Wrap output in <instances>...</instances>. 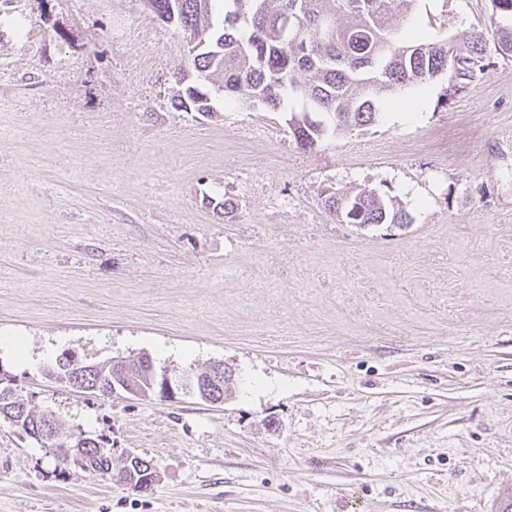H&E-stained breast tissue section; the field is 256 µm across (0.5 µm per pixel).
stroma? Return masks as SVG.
I'll return each mask as SVG.
<instances>
[{
  "instance_id": "1",
  "label": "stroma",
  "mask_w": 512,
  "mask_h": 512,
  "mask_svg": "<svg viewBox=\"0 0 512 512\" xmlns=\"http://www.w3.org/2000/svg\"><path fill=\"white\" fill-rule=\"evenodd\" d=\"M491 14L394 25L457 47ZM190 68L144 0H0V390L157 470L132 490L0 417V512H503L512 55L311 151L288 112L178 108ZM363 189L411 223H339L327 195ZM68 350L234 381L220 405L99 396L44 375Z\"/></svg>"
}]
</instances>
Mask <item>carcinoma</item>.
I'll return each mask as SVG.
<instances>
[{
    "mask_svg": "<svg viewBox=\"0 0 512 512\" xmlns=\"http://www.w3.org/2000/svg\"><path fill=\"white\" fill-rule=\"evenodd\" d=\"M417 0H145L166 25L181 30L196 80L182 85L176 104L185 111L214 113L213 94L248 107L284 109L301 103L289 132L304 148L325 136L374 123L387 95L424 83L452 69L470 77L487 40L472 36L457 53L448 42L413 30L403 37L394 17L413 15ZM493 43L512 53V0H492ZM329 17L335 33L316 37ZM327 206L345 224H406L409 217L391 199L369 190L330 194ZM146 460L126 459V479L146 472Z\"/></svg>",
    "mask_w": 512,
    "mask_h": 512,
    "instance_id": "obj_1",
    "label": "carcinoma"
}]
</instances>
